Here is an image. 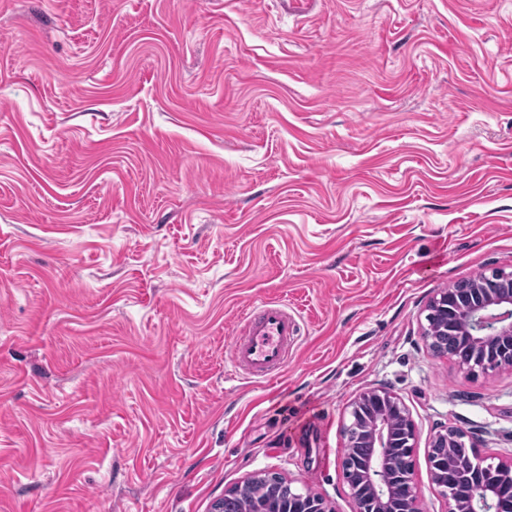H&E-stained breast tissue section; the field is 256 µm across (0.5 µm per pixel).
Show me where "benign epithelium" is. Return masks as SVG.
<instances>
[{"instance_id": "obj_1", "label": "benign epithelium", "mask_w": 512, "mask_h": 512, "mask_svg": "<svg viewBox=\"0 0 512 512\" xmlns=\"http://www.w3.org/2000/svg\"><path fill=\"white\" fill-rule=\"evenodd\" d=\"M426 311L427 322L443 334L469 339L471 358H456L469 373L512 367V272L494 269L459 281L432 298ZM350 417L341 465L352 512H419L412 468L417 431L408 407L377 385L353 399ZM465 438L448 427L428 445L431 480L448 498L449 512H512V455L466 472L451 452ZM257 479L225 490L211 512H224L232 502L239 512H333L326 499L292 488L281 476L268 486L267 499L255 502L250 494Z\"/></svg>"}]
</instances>
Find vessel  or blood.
Wrapping results in <instances>:
<instances>
[{"mask_svg":"<svg viewBox=\"0 0 512 512\" xmlns=\"http://www.w3.org/2000/svg\"><path fill=\"white\" fill-rule=\"evenodd\" d=\"M296 334V320L286 305L259 303L244 317L242 334L231 344L230 362L247 378L274 380L288 361Z\"/></svg>","mask_w":512,"mask_h":512,"instance_id":"vessel-or-blood-1","label":"vessel or blood"}]
</instances>
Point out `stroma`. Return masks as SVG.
<instances>
[{
  "label": "stroma",
  "mask_w": 512,
  "mask_h": 512,
  "mask_svg": "<svg viewBox=\"0 0 512 512\" xmlns=\"http://www.w3.org/2000/svg\"><path fill=\"white\" fill-rule=\"evenodd\" d=\"M512 271V0H0V512H211L276 473L351 512L349 404L512 452V370L427 301ZM299 326L231 374L247 310ZM297 325L288 307L275 301L261 302L246 313L242 336L231 344V365L247 379L274 380L288 362Z\"/></svg>",
  "instance_id": "stroma-1"
}]
</instances>
